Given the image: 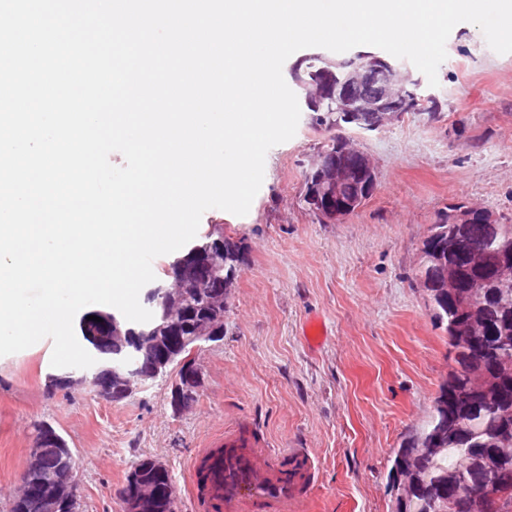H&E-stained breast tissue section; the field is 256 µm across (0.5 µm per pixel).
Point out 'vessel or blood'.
Masks as SVG:
<instances>
[{"label":"vessel or blood","mask_w":512,"mask_h":512,"mask_svg":"<svg viewBox=\"0 0 512 512\" xmlns=\"http://www.w3.org/2000/svg\"><path fill=\"white\" fill-rule=\"evenodd\" d=\"M316 470L307 449L242 448L229 435L197 456L190 491L204 512H299Z\"/></svg>","instance_id":"vessel-or-blood-1"}]
</instances>
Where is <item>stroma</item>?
<instances>
[{
    "instance_id": "obj_1",
    "label": "stroma",
    "mask_w": 512,
    "mask_h": 512,
    "mask_svg": "<svg viewBox=\"0 0 512 512\" xmlns=\"http://www.w3.org/2000/svg\"><path fill=\"white\" fill-rule=\"evenodd\" d=\"M438 69L436 114L411 112L358 145L376 193L339 223L304 205V178L324 144L308 114L266 156L247 215L206 211L245 247L224 311V339L196 362L204 377L185 412L157 380L107 402L91 386L49 387L53 342L0 357V512H9L35 427L51 424L76 461L80 512H124L137 461L165 465L177 512H201L188 491L192 460L225 434L263 448H308L319 475L300 512H391L394 452L421 426L451 366L448 339L416 279L440 213L465 204L512 224V53L460 24ZM320 322L312 343L306 330Z\"/></svg>"
}]
</instances>
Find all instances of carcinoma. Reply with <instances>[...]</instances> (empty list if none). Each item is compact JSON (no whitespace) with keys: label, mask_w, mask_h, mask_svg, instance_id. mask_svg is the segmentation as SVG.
Wrapping results in <instances>:
<instances>
[{"label":"carcinoma","mask_w":512,"mask_h":512,"mask_svg":"<svg viewBox=\"0 0 512 512\" xmlns=\"http://www.w3.org/2000/svg\"><path fill=\"white\" fill-rule=\"evenodd\" d=\"M222 234L221 225H212L177 260H187L192 252L209 248ZM423 249L439 256L455 275L457 298L446 303L436 293L438 286L429 265L419 266L418 271L427 288L431 318L444 329L448 347L455 352L453 361L463 370H450L439 386L429 420L395 452L388 483L392 512L407 508L412 512L417 508L421 512H512V454H496L498 448H512V280L492 273L500 259L512 257V224H497L492 237L485 224H434ZM476 278L485 282L483 329L469 336L470 313L460 296ZM89 314L101 321L87 319ZM114 316L116 313L105 309L82 315L78 330L83 341H88L92 332H104ZM463 335L468 339L462 344L457 337ZM439 423L441 452L415 460L407 474L410 499L405 505L395 494L396 470L408 463V453L420 447ZM134 470L154 478L146 457ZM468 478L497 479L496 497L485 500L480 490L466 487ZM156 482L165 492L158 498L155 512H174L175 496L166 491L174 487L171 475L166 472Z\"/></svg>","instance_id":"cac0c4a2"}]
</instances>
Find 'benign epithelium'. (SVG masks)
<instances>
[{"instance_id": "obj_1", "label": "benign epithelium", "mask_w": 512, "mask_h": 512, "mask_svg": "<svg viewBox=\"0 0 512 512\" xmlns=\"http://www.w3.org/2000/svg\"><path fill=\"white\" fill-rule=\"evenodd\" d=\"M312 77V93L305 99L311 124L327 131L321 115L327 102L330 111L336 113L334 128L338 133L331 136L333 142L313 162L304 196L311 210L323 219L342 221L373 196L378 184L366 154L351 146L342 129L353 126L373 132L383 128L388 117L399 119L408 112L420 111L419 81L391 59L371 52L329 61ZM230 259L220 238L211 249L193 254L190 264L181 263L170 273V278L181 282L182 287L148 289L147 300L158 296L171 299L180 310L179 318L165 314L161 324L153 328L134 327L114 318L111 335L89 337L94 349L112 350L113 363L92 375L101 399L131 396L172 367L180 377L171 386V407L182 411L195 402L204 383L195 353L203 344L224 338V316L212 311L201 313L190 302L192 286L201 282L195 271L213 274L227 270L210 281V287L227 299L241 270L239 264L228 265ZM52 452L59 458L55 477L38 483L30 497L39 512H65L79 496L72 455L64 454L60 435L50 425L41 427L24 474L35 475L46 468ZM123 499L125 512H146L156 497L153 486L135 472L124 487Z\"/></svg>"}]
</instances>
